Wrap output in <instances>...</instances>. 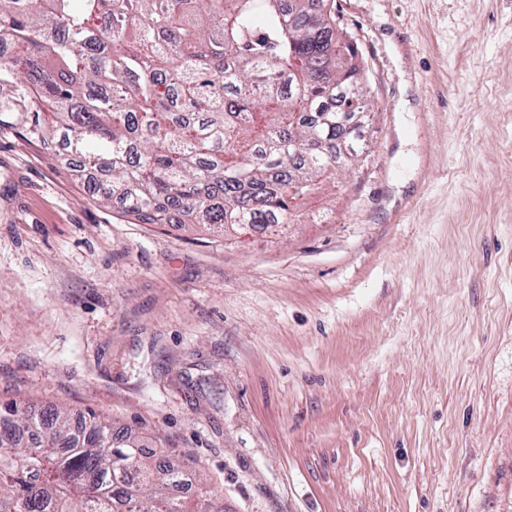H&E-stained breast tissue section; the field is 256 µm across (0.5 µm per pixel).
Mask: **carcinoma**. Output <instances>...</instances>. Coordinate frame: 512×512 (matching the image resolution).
<instances>
[{
    "label": "carcinoma",
    "instance_id": "cac0c4a2",
    "mask_svg": "<svg viewBox=\"0 0 512 512\" xmlns=\"http://www.w3.org/2000/svg\"><path fill=\"white\" fill-rule=\"evenodd\" d=\"M333 0H0V94L30 85L32 133L149 224L247 235L294 223L347 169L370 109ZM51 125L40 126L42 103ZM109 418L0 406V512H189L197 474Z\"/></svg>",
    "mask_w": 512,
    "mask_h": 512
}]
</instances>
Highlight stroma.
Wrapping results in <instances>:
<instances>
[{
	"label": "stroma",
	"instance_id": "35a3bbf8",
	"mask_svg": "<svg viewBox=\"0 0 512 512\" xmlns=\"http://www.w3.org/2000/svg\"><path fill=\"white\" fill-rule=\"evenodd\" d=\"M374 112L283 234L127 218L0 95V403L226 512H512V0H335Z\"/></svg>",
	"mask_w": 512,
	"mask_h": 512
}]
</instances>
